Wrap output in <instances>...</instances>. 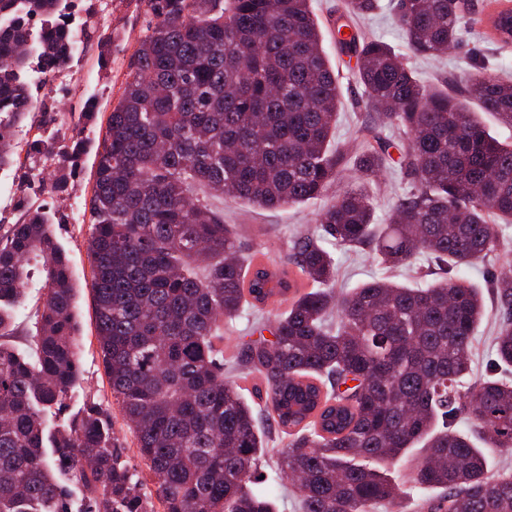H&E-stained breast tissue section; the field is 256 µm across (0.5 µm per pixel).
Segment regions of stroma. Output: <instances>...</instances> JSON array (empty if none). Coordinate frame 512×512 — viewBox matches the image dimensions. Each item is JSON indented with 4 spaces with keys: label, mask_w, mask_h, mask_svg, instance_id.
Listing matches in <instances>:
<instances>
[{
    "label": "stroma",
    "mask_w": 512,
    "mask_h": 512,
    "mask_svg": "<svg viewBox=\"0 0 512 512\" xmlns=\"http://www.w3.org/2000/svg\"><path fill=\"white\" fill-rule=\"evenodd\" d=\"M323 34V48L333 68L339 75L342 105L336 121L335 147L355 151L366 140H377L395 144L404 141L405 136L395 128L372 122L363 96V87L355 75L356 58L338 52L336 48V23L345 12V0H312ZM145 7L140 0H80L76 16L85 23L87 41L71 74L81 85L80 95L72 96L67 106H60L59 97L48 85L33 86L32 93L40 103L32 112L35 123L60 128L62 134L72 137L77 133L103 139L107 119L123 91L129 73L131 57L138 41L145 31ZM350 25L360 34L375 36L390 44L396 53L403 55L415 74L426 83H438L443 77H463L471 73L472 60L482 61L488 72L512 78V44L504 45L488 36H468L462 48H452L437 59H427L409 54L405 36L398 26L392 0H381V8L375 15L351 19ZM109 33L114 37L111 63L108 68L97 64L100 50L98 37ZM96 95L99 110L90 123L79 127L74 123L82 110V97ZM54 164L39 158H25L20 168L0 174V224H12L19 220L22 211L19 203L23 198L54 206L64 216L62 224L56 225L55 234L67 251L78 286L79 338L82 343L81 382L72 391L73 406H81L91 398L105 406H112L113 398L108 379L99 354L92 294L90 291L91 268L88 258V219L74 217L73 206H80L85 212L92 195L94 158L84 156L79 176L70 189L69 195L61 200L54 199L51 183L56 174ZM411 178L399 166L385 168L370 182L368 190L375 205V221L387 223L393 216L398 201L410 190ZM213 207L223 210L225 223L234 225L237 240L246 253L263 250L278 264L288 261L291 240L298 234H310L315 230L314 218L326 204V199L312 200L305 204L284 210H257L243 202L225 201L212 198ZM336 266V286L348 291L361 283L391 277L392 280L413 286L433 281L440 276L437 267L418 257L410 268L388 271L369 248H350L325 242ZM416 457L408 452L398 465L388 469L387 474L403 492L398 507L379 506L374 512H422V500L430 498L427 490L412 488L408 477Z\"/></svg>",
    "instance_id": "35a3bbf8"
}]
</instances>
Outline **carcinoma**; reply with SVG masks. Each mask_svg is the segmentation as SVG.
Instances as JSON below:
<instances>
[{
	"label": "carcinoma",
	"mask_w": 512,
	"mask_h": 512,
	"mask_svg": "<svg viewBox=\"0 0 512 512\" xmlns=\"http://www.w3.org/2000/svg\"><path fill=\"white\" fill-rule=\"evenodd\" d=\"M75 2L0 0V171L20 164L16 131L36 109L28 69L73 64ZM143 2L151 23L96 151L88 255L99 353L147 477L124 459L101 404L57 421L81 373L76 283L54 211L31 202L0 225V512H72L63 475L84 490L79 512H275L252 489L260 427L224 377L216 341L224 321L287 298L231 367L264 384L267 425L288 436L276 464L300 512L395 503L380 467L418 443L415 486L445 491L428 512H512V474H488L485 454H512V381H471L485 301L452 276L500 250L501 225L512 224V142L491 136L462 98L512 126V81L477 71L425 84L387 43L337 27L366 104L406 135L400 168L414 185L386 224L365 189L336 195L317 215L319 236L292 240L289 264L310 283L300 292L263 251L244 254L198 190L229 187L231 201L280 210L325 195L343 162L367 178L387 167L382 144L350 157L333 147L337 75L310 0ZM379 9L346 4L350 17ZM475 15L474 0H396L408 49L428 58L462 42ZM87 149L40 128L26 155L62 164L52 183L61 198ZM321 239L367 246L395 268L425 255L443 277L378 279L340 296ZM33 262L43 296L22 326ZM490 288L500 312L491 370L505 371L512 268Z\"/></svg>",
	"instance_id": "obj_1"
}]
</instances>
